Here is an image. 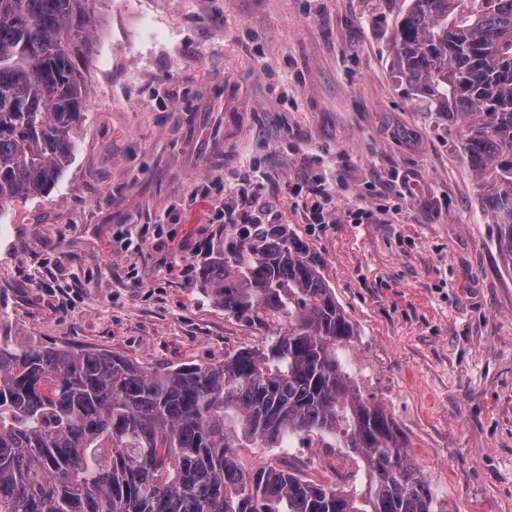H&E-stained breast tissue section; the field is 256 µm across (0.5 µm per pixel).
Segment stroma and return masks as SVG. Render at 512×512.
<instances>
[{"label":"stroma","instance_id":"stroma-1","mask_svg":"<svg viewBox=\"0 0 512 512\" xmlns=\"http://www.w3.org/2000/svg\"><path fill=\"white\" fill-rule=\"evenodd\" d=\"M410 0H90L89 86L69 167L0 213V336L142 363L259 347L197 268L255 194L307 241L352 321L355 388L394 420L442 512H512V270L460 134L395 71ZM331 188L329 223L309 190ZM362 491L344 449L244 448Z\"/></svg>","mask_w":512,"mask_h":512}]
</instances>
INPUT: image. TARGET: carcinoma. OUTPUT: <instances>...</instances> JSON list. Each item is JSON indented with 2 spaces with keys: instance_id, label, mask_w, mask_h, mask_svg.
Returning <instances> with one entry per match:
<instances>
[{
  "instance_id": "1",
  "label": "carcinoma",
  "mask_w": 512,
  "mask_h": 512,
  "mask_svg": "<svg viewBox=\"0 0 512 512\" xmlns=\"http://www.w3.org/2000/svg\"><path fill=\"white\" fill-rule=\"evenodd\" d=\"M89 0H0V213L50 194L88 97ZM412 0L393 36L398 78L460 131L512 268V0ZM205 296L262 348L147 365L0 336V512H438L384 409L337 355L354 326L307 242L239 232L198 272ZM332 438L364 459L348 493L291 471H246L238 449Z\"/></svg>"
}]
</instances>
